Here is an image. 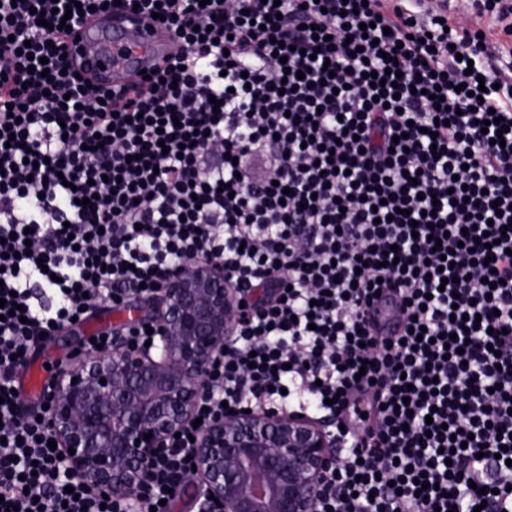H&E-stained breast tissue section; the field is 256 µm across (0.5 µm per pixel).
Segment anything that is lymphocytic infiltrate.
Segmentation results:
<instances>
[{
	"label": "lymphocytic infiltrate",
	"mask_w": 512,
	"mask_h": 512,
	"mask_svg": "<svg viewBox=\"0 0 512 512\" xmlns=\"http://www.w3.org/2000/svg\"><path fill=\"white\" fill-rule=\"evenodd\" d=\"M107 10L160 12L180 51L130 88L78 77L65 41ZM476 15L0 0V299L23 307L0 309V512H127L71 485L16 375L41 334L158 292L183 256L222 263L243 304L196 416L331 419L318 512H512V0ZM198 433L149 463L136 512H171Z\"/></svg>",
	"instance_id": "1"
}]
</instances>
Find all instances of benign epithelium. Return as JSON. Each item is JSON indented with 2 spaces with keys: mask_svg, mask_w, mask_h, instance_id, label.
Masks as SVG:
<instances>
[{
  "mask_svg": "<svg viewBox=\"0 0 512 512\" xmlns=\"http://www.w3.org/2000/svg\"><path fill=\"white\" fill-rule=\"evenodd\" d=\"M143 306L158 345L136 347L119 336L110 349L78 347L52 383L44 413L67 477L126 502L136 500L146 464L193 419L208 391L206 374L232 339L239 301L222 264L181 257ZM329 426L296 411H226L200 429L196 470L181 482L218 499L222 512H316L323 474L336 458Z\"/></svg>",
  "mask_w": 512,
  "mask_h": 512,
  "instance_id": "7a95c632",
  "label": "benign epithelium"
}]
</instances>
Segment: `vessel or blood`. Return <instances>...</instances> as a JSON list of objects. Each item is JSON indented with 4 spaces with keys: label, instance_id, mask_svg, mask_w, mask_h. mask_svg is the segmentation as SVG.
Instances as JSON below:
<instances>
[{
    "label": "vessel or blood",
    "instance_id": "vessel-or-blood-1",
    "mask_svg": "<svg viewBox=\"0 0 512 512\" xmlns=\"http://www.w3.org/2000/svg\"><path fill=\"white\" fill-rule=\"evenodd\" d=\"M175 50L169 32L143 25L135 15H102L83 28L78 44L69 52L79 55L94 80L102 82L121 70L128 83L141 81L142 71L152 70Z\"/></svg>",
    "mask_w": 512,
    "mask_h": 512
}]
</instances>
